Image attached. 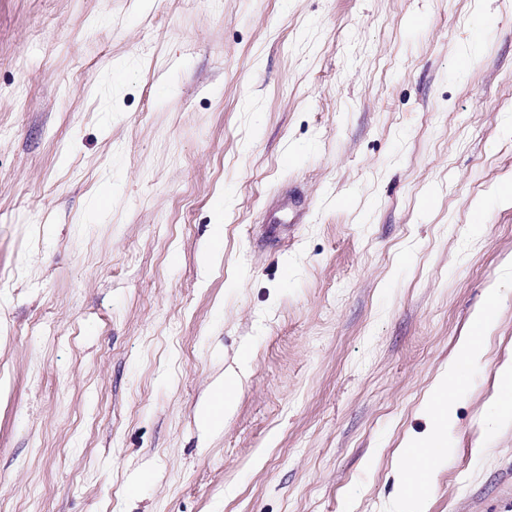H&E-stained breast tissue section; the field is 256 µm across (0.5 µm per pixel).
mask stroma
Segmentation results:
<instances>
[{"label":"stroma","mask_w":512,"mask_h":512,"mask_svg":"<svg viewBox=\"0 0 512 512\" xmlns=\"http://www.w3.org/2000/svg\"><path fill=\"white\" fill-rule=\"evenodd\" d=\"M510 186L512 0H0V512H399L492 288L428 512H512ZM494 321L489 308L478 312L472 327L466 336H462L454 350L453 356L431 387V396L425 410L432 414L436 424L431 433L423 440H406L400 449L399 481L403 487L401 493V512H426V506L432 493L430 474L438 461L444 456L448 430L453 423V410L447 403L448 394L457 390L462 384L460 371L479 366L483 363L485 349L481 335L486 326ZM414 467L421 470L412 473L411 478L417 488L410 484L409 473ZM488 412L493 418L512 419V356L496 369V390L489 401ZM234 401V394L226 382L224 388L216 391L213 405L204 412L202 421L205 425H212L218 422L223 416V411L229 409Z\"/></svg>","instance_id":"1"}]
</instances>
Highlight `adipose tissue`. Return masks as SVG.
<instances>
[{"label": "adipose tissue", "mask_w": 512, "mask_h": 512, "mask_svg": "<svg viewBox=\"0 0 512 512\" xmlns=\"http://www.w3.org/2000/svg\"><path fill=\"white\" fill-rule=\"evenodd\" d=\"M493 320L489 309H482L473 320L466 336L460 338L453 356L431 387V396L425 406L432 414L436 424L431 433L422 440L405 441L400 450L399 481L403 487L401 493V512H425L432 493L430 475L438 461L444 456L448 431L453 423V410L447 402L450 393L457 390L461 383V370L481 365L485 349L481 335ZM420 468L421 482L412 486L409 473L412 468Z\"/></svg>", "instance_id": "adipose-tissue-1"}]
</instances>
